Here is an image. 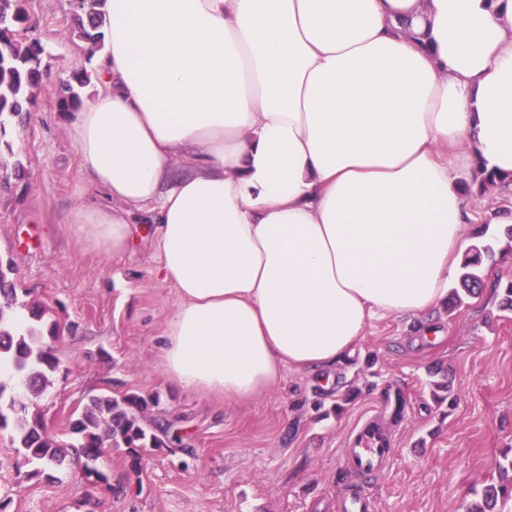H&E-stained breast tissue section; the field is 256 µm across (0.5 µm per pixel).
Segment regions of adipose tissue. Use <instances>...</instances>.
Instances as JSON below:
<instances>
[{"label": "adipose tissue", "instance_id": "ef3b65f1", "mask_svg": "<svg viewBox=\"0 0 512 512\" xmlns=\"http://www.w3.org/2000/svg\"><path fill=\"white\" fill-rule=\"evenodd\" d=\"M69 134L125 254L155 224L176 386L246 401L447 302L461 176H512V0H106Z\"/></svg>", "mask_w": 512, "mask_h": 512}]
</instances>
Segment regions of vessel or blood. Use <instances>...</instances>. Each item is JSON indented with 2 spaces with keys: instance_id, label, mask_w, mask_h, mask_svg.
<instances>
[{
  "instance_id": "obj_1",
  "label": "vessel or blood",
  "mask_w": 512,
  "mask_h": 512,
  "mask_svg": "<svg viewBox=\"0 0 512 512\" xmlns=\"http://www.w3.org/2000/svg\"><path fill=\"white\" fill-rule=\"evenodd\" d=\"M394 446L393 437L375 428L371 420L358 422L343 450L342 463L345 471L361 482L362 487L346 494L340 512H377L376 501L363 484L389 469Z\"/></svg>"
}]
</instances>
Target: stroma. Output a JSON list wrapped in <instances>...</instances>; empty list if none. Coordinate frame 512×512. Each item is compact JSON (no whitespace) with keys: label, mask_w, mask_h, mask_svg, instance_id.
<instances>
[{"label":"stroma","mask_w":512,"mask_h":512,"mask_svg":"<svg viewBox=\"0 0 512 512\" xmlns=\"http://www.w3.org/2000/svg\"><path fill=\"white\" fill-rule=\"evenodd\" d=\"M29 11L47 54L25 123L5 118L0 133V259L15 269L19 302L45 307L61 364L40 394L14 385L8 394L59 441L92 396H155L148 418L178 438L145 449L136 471L125 449L104 458L114 495L74 468L20 481L18 450L0 431V512H339L351 483L342 450L359 419L380 417L388 385L403 392L404 419L390 427L389 470L370 485L378 512H464L512 448V313L499 311L493 288L452 312L373 320L328 386L288 369L279 388L244 402L176 387L158 338L178 298L158 275L150 225L115 257L88 249L66 222L72 209L106 201L56 109L60 83L89 56L70 0H29ZM438 368L454 405L430 395Z\"/></svg>","instance_id":"35a3bbf8"}]
</instances>
